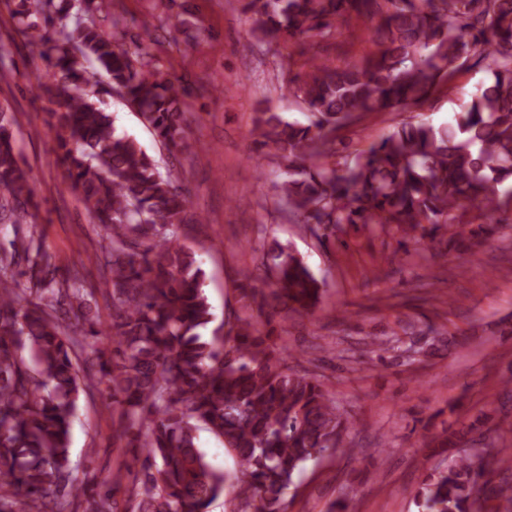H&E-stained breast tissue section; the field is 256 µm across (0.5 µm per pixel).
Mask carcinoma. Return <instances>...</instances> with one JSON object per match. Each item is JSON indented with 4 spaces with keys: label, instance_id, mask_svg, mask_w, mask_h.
Returning <instances> with one entry per match:
<instances>
[{
    "label": "carcinoma",
    "instance_id": "obj_1",
    "mask_svg": "<svg viewBox=\"0 0 512 512\" xmlns=\"http://www.w3.org/2000/svg\"><path fill=\"white\" fill-rule=\"evenodd\" d=\"M258 43L281 45L278 70L300 64L289 93L310 114L290 121L260 102L253 117L259 160H276L277 202L288 220L328 240L339 224L377 225L409 236L424 224L453 225L461 198L487 213L506 204L512 181V0H239ZM94 0H14L18 32L37 52V76L54 105L57 159L103 244L96 253L112 300L108 332L90 316L94 293L66 275L43 245L30 209L36 180L20 164L15 115L0 101V512H76L70 428L92 378L112 402L118 468L99 486L96 512H121L123 490L137 512H207L229 491L237 512H287L304 465L335 452L351 421L326 386L288 366L271 338L272 316L307 314L323 290L288 245L242 273L243 312L213 321L197 253L180 243L203 218L177 173L161 171L139 141L118 131L97 77L138 112L169 154L183 146L190 86L169 79L125 42L78 17ZM361 21L377 52L332 69L321 52L343 50ZM486 64L491 74L453 123L412 117L353 158L336 160L342 129L373 112H413L452 75ZM25 276L30 287H18ZM226 334H220V331ZM112 348L90 343L101 335ZM204 427L237 468L211 466L197 444ZM443 457L415 495L419 512H512V481L493 483L486 460L512 473V454L468 444L465 432L424 426Z\"/></svg>",
    "mask_w": 512,
    "mask_h": 512
}]
</instances>
